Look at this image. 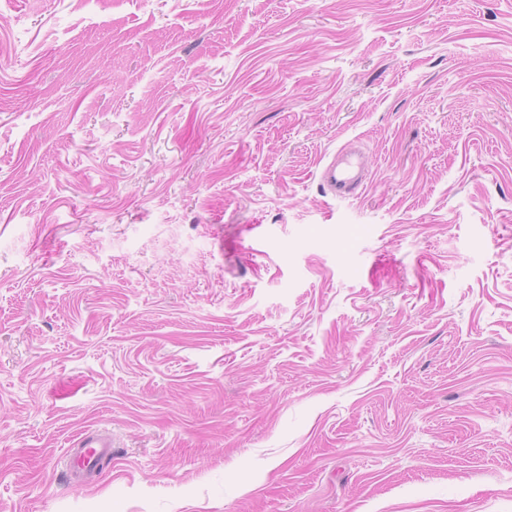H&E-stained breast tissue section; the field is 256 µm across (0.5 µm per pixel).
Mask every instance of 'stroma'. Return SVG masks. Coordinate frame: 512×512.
<instances>
[{
  "label": "stroma",
  "instance_id": "35a3bbf8",
  "mask_svg": "<svg viewBox=\"0 0 512 512\" xmlns=\"http://www.w3.org/2000/svg\"><path fill=\"white\" fill-rule=\"evenodd\" d=\"M0 13V512H512V0ZM362 167L361 157L356 153L339 152L321 172L325 190L332 196L352 192L361 183ZM70 470L74 476L97 477L102 461L112 453V441L85 431L72 440Z\"/></svg>",
  "mask_w": 512,
  "mask_h": 512
}]
</instances>
